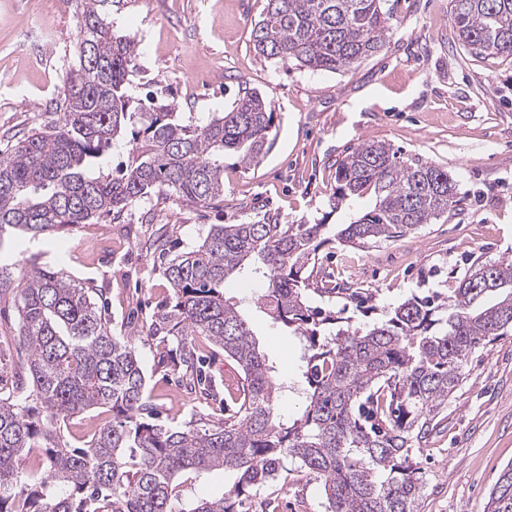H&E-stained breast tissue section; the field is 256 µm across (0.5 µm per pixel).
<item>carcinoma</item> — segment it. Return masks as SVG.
<instances>
[{"label":"carcinoma","instance_id":"cac0c4a2","mask_svg":"<svg viewBox=\"0 0 512 512\" xmlns=\"http://www.w3.org/2000/svg\"><path fill=\"white\" fill-rule=\"evenodd\" d=\"M381 2L267 0L251 30L254 51L314 71L348 70L393 31ZM119 3L76 0L75 62L63 78L60 117L0 152V238L52 236L119 215L153 192L204 206L224 196V153L249 165L270 149L274 112L256 92L205 122L156 95H129L137 43L114 31ZM450 17L474 54L512 57V0H450ZM134 126L127 161L114 173L112 144ZM368 191L375 208L349 224L267 217L213 224L174 254L167 241L158 244L172 290L149 326L163 344L159 365L194 369L206 341L240 370L236 410L217 425L201 417L150 422L140 359L131 338L112 332L97 289L50 267L1 269L0 296L17 303L30 391L21 385L0 396V512H242L287 459L320 486L323 512H419L424 485L413 449L441 426L470 355L512 332V261L478 257L452 294L395 306L331 279L310 288L306 272L331 239L363 247L402 237L461 202L447 170L403 160L375 140L339 162L331 206ZM248 266L266 285L256 304L299 345L308 404L291 420L278 415L271 367L237 302L224 296V282ZM482 269L488 286L478 288L472 276ZM311 292L346 303L337 312L313 308ZM90 410L107 417L83 446L68 447L64 425ZM215 470H233L237 481L217 498H191ZM488 512H512V463L489 493Z\"/></svg>","mask_w":512,"mask_h":512}]
</instances>
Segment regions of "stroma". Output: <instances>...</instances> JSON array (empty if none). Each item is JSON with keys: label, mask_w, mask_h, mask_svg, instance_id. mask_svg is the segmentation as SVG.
I'll use <instances>...</instances> for the list:
<instances>
[{"label": "stroma", "mask_w": 512, "mask_h": 512, "mask_svg": "<svg viewBox=\"0 0 512 512\" xmlns=\"http://www.w3.org/2000/svg\"><path fill=\"white\" fill-rule=\"evenodd\" d=\"M265 0H126L115 28L134 37L131 93L163 94L178 111L207 120L229 111L243 89L274 110L272 146L257 163L224 156V199L200 206L152 194L134 206L138 221L103 217L45 237L0 240L8 261L49 265L100 289L119 336H131L147 377L158 423L227 417L239 379L236 364L210 354L217 390L178 403L186 377L158 367L148 335L151 317L171 290L156 240L174 250L196 243L213 224L272 217L282 224L329 217L344 224L370 210L373 196L330 210L338 161L366 139L391 144L403 158L447 168L463 198L448 220L403 237L351 248L332 244L311 275L325 274L380 291L385 303L411 294L449 293L474 258L512 260V57H476L453 35L449 0H384L394 27L375 56L344 72L312 71L256 55L250 32ZM77 14L58 0H0V150L47 125L63 76L75 59ZM262 280H231L224 294L242 310L281 386V417L307 405L299 351L254 305ZM18 315L0 298V393H12L19 371ZM445 426L417 451L425 483L420 512H487L489 493L512 463V335L477 351L444 410ZM280 512H322L320 490L298 474L266 486Z\"/></svg>", "instance_id": "obj_1"}]
</instances>
